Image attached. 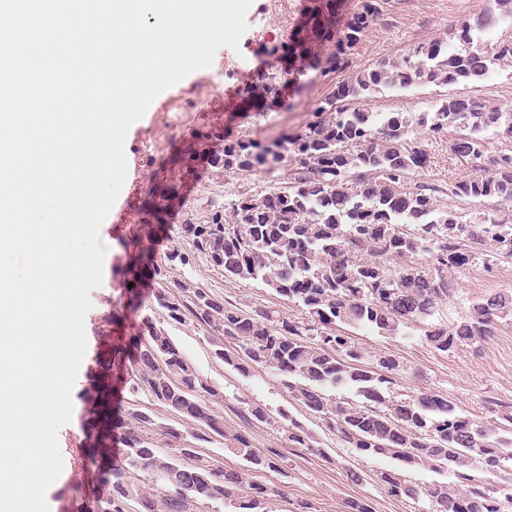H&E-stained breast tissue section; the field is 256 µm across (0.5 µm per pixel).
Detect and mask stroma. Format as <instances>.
I'll return each mask as SVG.
<instances>
[{
    "label": "stroma",
    "mask_w": 512,
    "mask_h": 512,
    "mask_svg": "<svg viewBox=\"0 0 512 512\" xmlns=\"http://www.w3.org/2000/svg\"><path fill=\"white\" fill-rule=\"evenodd\" d=\"M280 2L279 9L273 11L269 8L270 0H253L247 13L248 29L238 50L220 49L215 64H232L251 84L261 72L270 70L262 46L288 42L305 22L309 5V0ZM484 5L485 0H388L383 17L369 27L352 55L351 67L358 70L377 60L407 53L418 42L445 36L457 19L478 14ZM208 76V70L195 71L162 92L128 131L125 140L128 174L122 192L130 197V216L122 224L104 220L100 228V238L107 247L103 281L91 293L92 307L85 318L87 350L72 392V419L59 431L64 466L46 493L50 512H85L88 506L87 501L71 498L69 489L76 482L97 478L96 472L84 469L82 454L88 417L82 393L99 369V353L106 350L96 329L106 318L116 316L122 322L120 336L141 335L142 320L158 288L157 283L148 284L142 305H128L121 272L137 249H145L154 261L167 264L171 278L192 281L226 301L243 307H274L292 318L302 314L298 304L270 295L260 283L225 278L181 233L182 225L209 223L217 212L223 211L225 201L234 193L261 191L278 183L280 173L223 174L199 166L195 179L178 184L177 202L169 211L171 220L150 240L143 234L142 203L156 175L166 170L171 160L191 144L200 142L211 150L216 147L218 137L224 135L268 142L301 133L313 121L317 101L331 93L343 75L312 70L307 74L308 85L301 89L292 83L290 75H283L282 94L287 105L267 112L244 111L239 105V93L214 88ZM447 94L477 95L512 109V67L498 68L483 80L467 85L386 91L360 101L359 106L369 112H425ZM416 137L430 155V162L422 171L424 180L445 186L471 174L470 163L451 152L448 137L438 138L421 131ZM175 251L188 256V263L168 262V255ZM448 281L452 294L443 318L453 324L461 321L471 304L482 296L512 289V260L487 261L479 257L449 271ZM172 335L195 366L223 392L224 400L218 410L225 425L243 431L258 451L275 448L284 455L283 472L265 474L266 481L283 492L282 497L268 504V512H296L301 502L310 503L313 512H342L343 501L356 497L368 499L374 512H431L428 500H420L412 508L387 497L378 485L377 474L394 467V460L383 456L355 458L351 449L342 447L320 420L312 418L299 402L288 396L278 377L260 368L245 376L230 369L215 358L203 331L192 325L176 327ZM349 335L372 357L390 353L399 361L401 371L393 386L396 397L407 398L423 390L433 392L447 397L458 413L487 425L500 422L503 414L512 413L510 323L501 324L495 336L478 346L448 353L435 349L415 329L406 336H384L355 329ZM243 401L274 413L285 410L294 414L312 433L320 447L319 453L289 447L276 423L244 422L237 412ZM350 464L364 471L362 483L347 480L344 468Z\"/></svg>",
    "instance_id": "35a3bbf8"
}]
</instances>
